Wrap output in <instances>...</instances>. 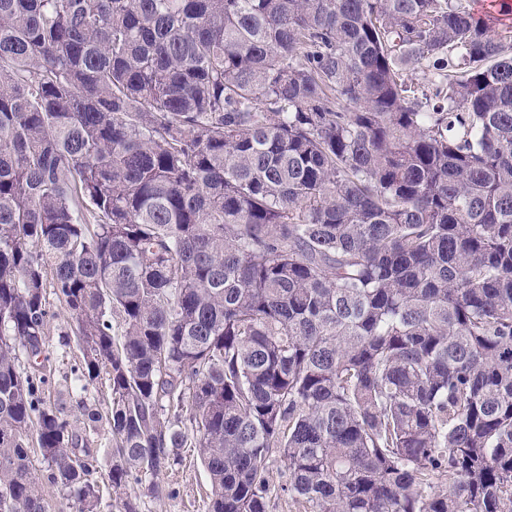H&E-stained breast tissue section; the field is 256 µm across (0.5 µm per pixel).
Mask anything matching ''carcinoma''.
I'll use <instances>...</instances> for the list:
<instances>
[{
	"mask_svg": "<svg viewBox=\"0 0 512 512\" xmlns=\"http://www.w3.org/2000/svg\"><path fill=\"white\" fill-rule=\"evenodd\" d=\"M49 286L74 389L108 374L101 477L45 397ZM190 446L210 512H266L276 454L310 512H512L511 30L0 0V512H48L34 453L98 512Z\"/></svg>",
	"mask_w": 512,
	"mask_h": 512,
	"instance_id": "carcinoma-1",
	"label": "carcinoma"
}]
</instances>
